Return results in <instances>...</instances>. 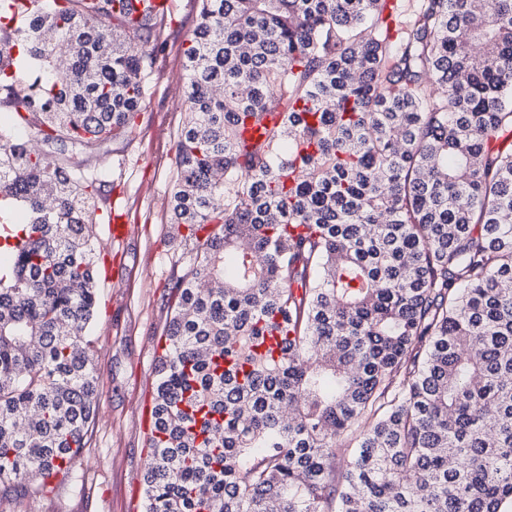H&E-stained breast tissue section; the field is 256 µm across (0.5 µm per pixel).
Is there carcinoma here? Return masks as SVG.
Instances as JSON below:
<instances>
[{
	"label": "carcinoma",
	"mask_w": 512,
	"mask_h": 512,
	"mask_svg": "<svg viewBox=\"0 0 512 512\" xmlns=\"http://www.w3.org/2000/svg\"><path fill=\"white\" fill-rule=\"evenodd\" d=\"M388 2L201 0L170 213L197 255L170 283L146 512H512V0L405 23ZM12 4L0 484L41 496L97 408L104 179L80 156L134 129L164 16L26 0L12 27Z\"/></svg>",
	"instance_id": "cac0c4a2"
}]
</instances>
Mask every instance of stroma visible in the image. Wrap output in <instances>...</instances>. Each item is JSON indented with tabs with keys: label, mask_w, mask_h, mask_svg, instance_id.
Here are the masks:
<instances>
[{
	"label": "stroma",
	"mask_w": 512,
	"mask_h": 512,
	"mask_svg": "<svg viewBox=\"0 0 512 512\" xmlns=\"http://www.w3.org/2000/svg\"><path fill=\"white\" fill-rule=\"evenodd\" d=\"M199 0H171L157 33L164 46L131 139L107 142L88 156V169L108 184L96 198L92 247L107 268L98 281L99 311L90 329L99 407L90 440L78 457V478L52 493L32 497L0 486V512H145L143 475L146 433L158 351L174 313L169 283L193 263V241L170 240L171 199L177 179L175 145L185 119L184 90L169 81L184 77L183 50ZM118 213L126 230L113 240L107 216Z\"/></svg>",
	"instance_id": "1"
}]
</instances>
